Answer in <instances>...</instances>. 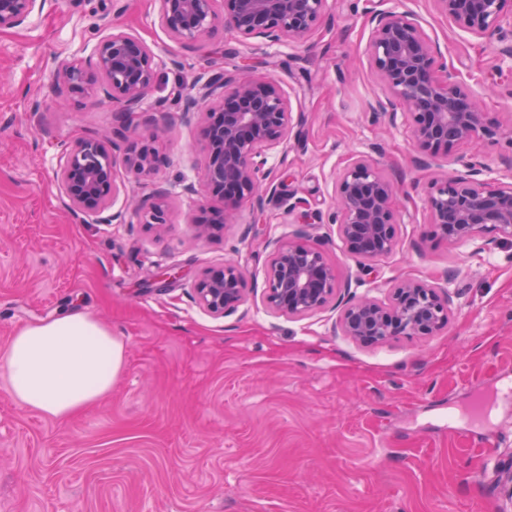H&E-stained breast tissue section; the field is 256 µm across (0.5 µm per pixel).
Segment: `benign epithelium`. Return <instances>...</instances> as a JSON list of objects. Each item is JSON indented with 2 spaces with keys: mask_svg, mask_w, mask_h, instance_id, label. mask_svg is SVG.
<instances>
[{
  "mask_svg": "<svg viewBox=\"0 0 512 512\" xmlns=\"http://www.w3.org/2000/svg\"><path fill=\"white\" fill-rule=\"evenodd\" d=\"M46 2L0 0V32L22 26L43 11ZM432 2L448 21L476 38L502 35L506 21L512 26V0ZM157 4L161 26L185 44L198 43L219 27L246 40L298 42L320 26L327 0H157ZM371 22L367 53L387 90L372 110L387 116L392 124L402 118L411 130L421 166H429L432 158L456 146L477 145L503 133L500 123L484 111L478 94L440 62L439 49L409 16L380 11ZM155 78L149 45L118 29L100 41L89 61L72 63L56 75L57 84L69 92H87L100 81L120 104L114 135L124 144L126 170L138 180L155 171L158 155L131 133L141 125L160 131L166 121L164 104L152 111L142 107ZM182 100L181 112L188 121L198 114L200 105L208 106L204 127L208 188L235 205L250 202L261 209L263 195L276 189L262 184L259 173L268 155L288 140L290 98L270 82L244 74L227 76L213 68L194 78L191 92ZM485 171L475 153L462 161L461 169L435 183L427 206L438 237L450 243H472L479 250L512 242V168L496 179L484 177ZM56 177L72 213L105 221L103 214L116 183L113 155L100 139L80 136L66 146ZM399 192L397 180L364 158L352 160L342 170L328 223L336 225L347 254L359 265L398 247L394 199ZM167 196V189L153 186L150 203L141 208L142 223H167ZM230 218L224 210L201 209L194 224L196 236L209 235ZM265 282L268 305L289 318L323 309L340 290L336 270L322 249L298 238L273 251ZM194 291L197 303L221 318L243 301V271L234 262L206 270L196 280ZM449 305L447 291L406 278L394 286L388 307L370 296L351 300L341 318V330L368 345L431 336L447 324Z\"/></svg>",
  "mask_w": 512,
  "mask_h": 512,
  "instance_id": "benign-epithelium-1",
  "label": "benign epithelium"
}]
</instances>
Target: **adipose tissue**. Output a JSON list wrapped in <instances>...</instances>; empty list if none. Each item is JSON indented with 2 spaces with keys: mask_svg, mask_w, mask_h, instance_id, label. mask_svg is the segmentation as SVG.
<instances>
[{
  "mask_svg": "<svg viewBox=\"0 0 512 512\" xmlns=\"http://www.w3.org/2000/svg\"><path fill=\"white\" fill-rule=\"evenodd\" d=\"M123 362V344L111 329L76 310L19 328L0 356L15 402L57 420L99 403Z\"/></svg>",
  "mask_w": 512,
  "mask_h": 512,
  "instance_id": "1",
  "label": "adipose tissue"
}]
</instances>
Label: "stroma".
I'll use <instances>...</instances> for the list:
<instances>
[{
	"label": "stroma",
	"mask_w": 512,
	"mask_h": 512,
	"mask_svg": "<svg viewBox=\"0 0 512 512\" xmlns=\"http://www.w3.org/2000/svg\"><path fill=\"white\" fill-rule=\"evenodd\" d=\"M388 10L409 14L486 112L512 123L503 42L462 32L432 0H328L300 44L218 29L187 45L159 24L155 0H51L0 32V351L16 329L64 308L92 314L124 346L111 393L64 420L17 405L0 377V512H512L500 482L512 467V243L480 251L435 236L427 197L467 149L421 167L407 128L370 112L385 91L366 55L369 19ZM115 27L156 57L143 106L165 102L167 124L138 133L160 156L151 184L169 191L160 229L127 208V193L149 190L124 165L109 224L73 217L55 178L64 144L112 142L104 86L70 93L55 73L88 60ZM211 65L278 85L293 128L260 173L275 195L198 239L199 203H228L202 180L204 120L184 121L176 96ZM356 156L404 184L400 244L363 268L335 225L288 221L328 213ZM297 233L323 247L343 291L288 318L267 306L264 272L275 243ZM229 261L244 270V300L216 318L193 285ZM407 277L448 290L441 330L379 346L342 334L347 299L388 302Z\"/></svg>",
	"instance_id": "35a3bbf8"
}]
</instances>
